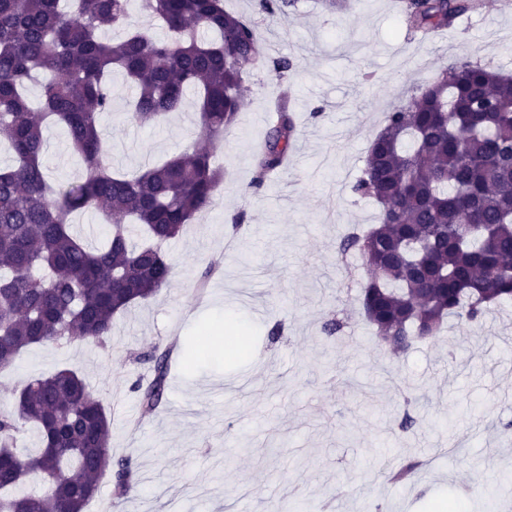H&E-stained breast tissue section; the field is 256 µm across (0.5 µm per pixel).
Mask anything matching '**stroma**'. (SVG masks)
<instances>
[{"label":"stroma","instance_id":"35a3bbf8","mask_svg":"<svg viewBox=\"0 0 512 512\" xmlns=\"http://www.w3.org/2000/svg\"><path fill=\"white\" fill-rule=\"evenodd\" d=\"M224 7L294 62L287 166L252 188L279 81L268 67L250 68L237 122L215 152L224 179L214 201L165 248L173 283L118 316L105 344L29 348L0 372V411L31 379L65 365L82 371L111 419L113 456L137 472L121 499L103 476L86 512H272L282 501L314 512H437L450 501L463 512H512V303L477 324L449 320L396 357L359 309L360 256L338 252L344 236L377 221L376 204L353 187L406 91L454 61L512 74V0H478L430 40L408 33L399 0H352L336 15L322 0H296L274 21L253 0ZM111 87L101 126L114 172L203 147L194 104L142 127L128 116L121 74ZM47 136L50 180L78 178L64 131ZM240 212L246 220L229 237ZM212 261L218 272L193 295ZM334 317L346 327L325 336ZM276 325L280 336L269 338ZM193 339L192 363L173 360L161 405L140 418L133 386L149 366L137 354ZM406 411L415 424L403 432L396 422ZM409 460L423 463L410 481L386 479Z\"/></svg>","mask_w":512,"mask_h":512}]
</instances>
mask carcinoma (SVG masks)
Masks as SVG:
<instances>
[{
  "label": "carcinoma",
  "mask_w": 512,
  "mask_h": 512,
  "mask_svg": "<svg viewBox=\"0 0 512 512\" xmlns=\"http://www.w3.org/2000/svg\"><path fill=\"white\" fill-rule=\"evenodd\" d=\"M165 36L135 26L130 0H0V370L34 345L105 343L116 317L170 286L163 245L211 206L223 172L213 153L192 148L145 171L112 172L100 119L112 111L109 79L134 87L130 118L151 125L198 94L201 135L212 145L238 117L245 70L264 63L280 80L293 62L268 56L253 26L224 0H137ZM295 0H257L258 12L288 15ZM476 7L475 0H404L408 28L423 38ZM126 30L122 41L103 37ZM40 77V102L26 89ZM284 85L258 145L252 187L279 169L296 138ZM62 127L83 166L79 179L52 185L45 131ZM354 191L379 206V223L350 233L339 251L369 271L359 302L394 355L436 335L450 318L479 323L512 301V79L470 61L444 67L410 92L374 137ZM114 224L91 246L72 215ZM151 377L135 384L143 412L160 404L170 350L142 356ZM37 429L34 453L17 448ZM111 423L82 373L72 367L34 379L0 411V512H84L105 473L116 497L136 484L130 459L110 452ZM42 481V495L19 493Z\"/></svg>",
  "instance_id": "obj_1"
}]
</instances>
